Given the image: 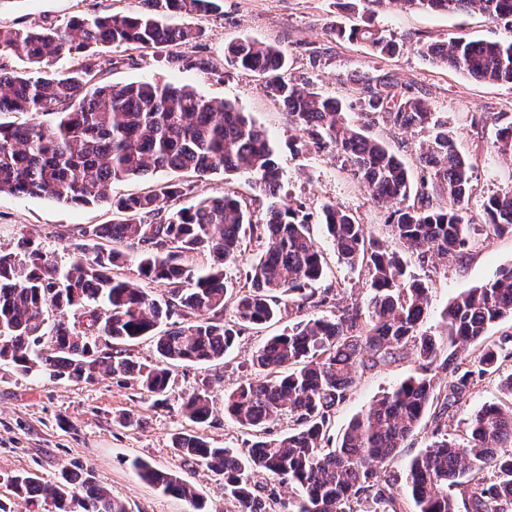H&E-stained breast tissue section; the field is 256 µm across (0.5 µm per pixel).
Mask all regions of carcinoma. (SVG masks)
<instances>
[{
    "label": "carcinoma",
    "mask_w": 512,
    "mask_h": 512,
    "mask_svg": "<svg viewBox=\"0 0 512 512\" xmlns=\"http://www.w3.org/2000/svg\"><path fill=\"white\" fill-rule=\"evenodd\" d=\"M134 15H90L64 27L16 30L0 27V57L15 55L29 64L24 73L0 67V114L30 113L45 120L0 123V195L50 197L65 205L110 204L118 219L84 231L88 242L58 265L32 238L21 234L17 250L0 252V365L51 381L91 383L101 377L134 380L154 402L169 400L174 363L202 364L224 358L244 324L263 325L291 307L323 306L308 287L322 278L325 258L309 232L308 215L297 208L268 206L252 220L236 195L174 207L187 195L167 182L136 195L115 198L109 187L128 177L158 171H185L199 177L218 171L248 177L254 190L270 197L280 187L279 164L268 133L227 100L207 99L193 88L166 80L113 86L95 77L112 65L106 47L167 50L171 64L183 62L177 48L201 37L190 27L167 24L164 15H206L221 0H142ZM373 15L398 3L432 12H478L512 24V0H345ZM338 39L361 42L375 55L392 57L399 46L368 20L345 29ZM429 62L482 82L512 84V40L481 41L457 34L422 44ZM78 56L74 68L57 61ZM228 65L265 78L264 88L287 109L288 122L302 145L332 149L347 163L365 194L391 209L389 226L403 247L425 259L464 258L469 244L473 195L469 159L454 148L448 121L419 98L388 82L366 86L360 104L369 122L381 119L398 129L429 131L412 169L388 146L347 118L333 97L288 81V59L277 46L239 38L224 48ZM494 151L512 160V122L493 118ZM484 229L489 236L512 234V192L486 198ZM321 223L338 260L366 267L369 294L330 316H303L273 335L252 357V372L224 392V417L259 434L246 449L213 447L195 431L173 435L177 455L223 481L224 499L237 512H268L267 497L256 493L251 475L263 472L292 489L283 512H398L393 479L378 467L399 456L423 418L433 416L431 442L404 472L410 512H459L448 486L459 487L466 512H512V405L488 403L448 432V419L486 376L510 357L512 334L485 345L467 360L466 348L489 327L512 317V265L487 282L463 291L440 313L439 331L419 333L431 313L428 283L407 273L403 260L365 235L364 225L336 206L322 208ZM258 232L264 248L247 273L250 287L236 300L237 322L219 314L230 284L224 269L241 254L245 227ZM206 256L207 265L197 263ZM136 267L137 277L114 274ZM166 286L156 298L142 282ZM194 315L196 320L187 317ZM143 336L156 342L157 359L141 363L128 345ZM112 342V351L98 346ZM412 349L418 372L381 395L350 421L334 448L329 424L349 397L362 369L387 366ZM445 374L446 381L440 380ZM178 408L196 427L212 422L206 387L180 396ZM288 416L294 428L268 437L269 428ZM138 477L202 512L204 503L184 479L136 460ZM29 503L50 512H126L89 471H65L48 483L35 473L0 481Z\"/></svg>",
    "instance_id": "obj_1"
}]
</instances>
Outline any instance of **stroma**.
<instances>
[{
    "label": "stroma",
    "mask_w": 512,
    "mask_h": 512,
    "mask_svg": "<svg viewBox=\"0 0 512 512\" xmlns=\"http://www.w3.org/2000/svg\"><path fill=\"white\" fill-rule=\"evenodd\" d=\"M140 8V0H0V27L62 26L76 16L131 15ZM168 21L203 32L201 38L181 49L188 66L172 67L161 50L146 55L124 46L111 47L107 54L114 64L99 75V82L121 86L161 79L186 84L205 97L232 102L264 127L278 154L279 203L301 208L314 218L310 234L326 260L325 274L315 285L316 294L328 298L329 303L305 308L301 313H283L278 322L260 328L244 327L224 360L171 366L173 389L165 405L154 403L133 383L120 385L107 377L92 383L51 381L0 366V474L28 471L52 482L61 470L87 468L127 512H192L185 500L137 477L132 463L141 460L195 485L208 512H226L223 483L178 456L172 447L173 434L190 428L176 402L184 392L210 382L215 412L212 423L202 429V436L218 447L245 448L246 430L224 417V392L248 373L255 350L266 337L280 333L299 315L328 316L334 307L363 301L368 293V273L365 268L352 269L338 261L324 226L316 221L324 204L333 203L352 213L368 235L400 253L408 271L429 283L432 312L424 324L428 331L435 330L440 312L452 298L493 278L500 267L512 264V234L490 239L480 233L472 235L460 261L431 256L422 260L404 251L389 231L387 209L368 201L347 165L331 150L300 146L299 134L289 125L283 104L265 90L262 78L241 73L226 63L225 43L249 37L279 46L288 57L286 78L340 99L353 119L359 116L358 105L368 84L391 82L401 92L426 101L447 119L457 149L474 165L471 215L474 223L481 224L485 221L483 200L512 191V162L495 153L491 123L496 116L512 120V84L478 82L461 72L432 65L417 48L457 32L475 40H510L512 28L473 12L448 14L391 5L373 22L398 42L400 51L392 57H380L363 43L330 36L333 26L350 27L363 21L360 12L339 10L336 0H222L220 13L174 14ZM369 133L411 166L416 165L418 147L427 137L423 131L398 130L383 123L371 126ZM166 181H179L188 187V195L181 200L185 206L223 195L228 189L235 191L255 214H262L269 205L268 198L252 189L247 176L221 173L198 177L160 171L146 178L113 183L110 193L139 194ZM112 220V209L106 204L72 207L46 197L3 195L0 250H14L18 237L25 234L64 265L73 248L83 243L85 229ZM417 367L409 352L388 366L360 371L350 397L331 418V438H339L354 416L414 375ZM499 387L500 380L495 376L480 381L449 420V432L462 430L482 405L498 401ZM128 413L140 419V426L121 424V416Z\"/></svg>",
    "instance_id": "stroma-1"
}]
</instances>
